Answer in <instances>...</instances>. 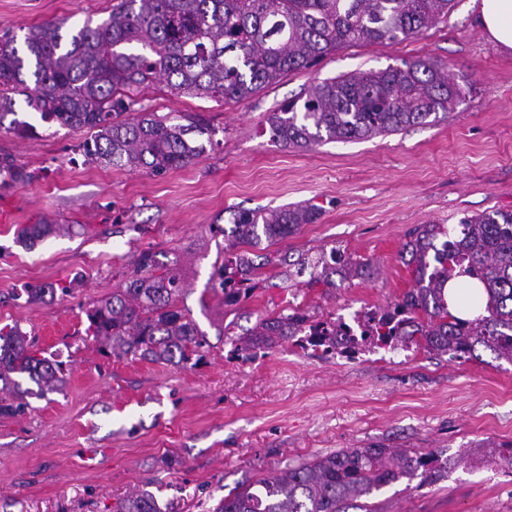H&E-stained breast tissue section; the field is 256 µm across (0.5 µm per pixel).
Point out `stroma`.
Listing matches in <instances>:
<instances>
[{"instance_id": "35a3bbf8", "label": "stroma", "mask_w": 512, "mask_h": 512, "mask_svg": "<svg viewBox=\"0 0 512 512\" xmlns=\"http://www.w3.org/2000/svg\"><path fill=\"white\" fill-rule=\"evenodd\" d=\"M112 0H0V34L101 22ZM417 58L445 65L465 95L450 117L396 134L309 148L274 142L265 118L314 83ZM131 112L203 115L214 130L205 153L153 173L86 163L85 128L43 122L17 97L34 131L0 128V158L25 172L0 173V325L18 324L38 355L61 361L62 390L31 410L0 416V512H113L148 490L177 512H213L246 480L346 448L385 443L454 454L481 441L512 443V364L438 358L424 351H367L322 358L285 342L252 359L231 357L229 336L300 306L315 318L352 320L387 307L413 285L399 259L417 224L512 211V52L492 41L470 0L446 20L395 45L366 43L329 54L242 100L179 94L165 83L131 90ZM319 208L269 251L248 298L215 296L214 263L240 209ZM61 225L26 249V224ZM340 250L369 261L374 279L308 285L290 264ZM177 261L176 304L208 341L195 367L103 352L87 336L86 310L137 275L140 252ZM72 282L70 293L27 303L30 285ZM376 512H512V468L457 469L432 486L396 483L373 492Z\"/></svg>"}]
</instances>
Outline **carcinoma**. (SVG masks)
Instances as JSON below:
<instances>
[{
    "label": "carcinoma",
    "instance_id": "carcinoma-1",
    "mask_svg": "<svg viewBox=\"0 0 512 512\" xmlns=\"http://www.w3.org/2000/svg\"><path fill=\"white\" fill-rule=\"evenodd\" d=\"M453 6L454 0H117L108 18L68 35L55 23L34 26L21 39L0 35V127L16 114L14 96L22 95L43 121L89 129L82 148L93 163L155 172L180 168L205 153L202 137L212 136L210 124L199 115L154 112L127 119L124 92L164 81L194 97L241 100L345 47L412 38L447 18ZM463 96L442 65L416 59L316 83L305 99L269 113L266 123L273 141L307 148L395 134L448 112ZM319 216L308 206L268 216L242 209L231 231L211 225L227 238L217 269L224 304L248 297L260 270L278 262L269 253L257 262L237 247L272 244ZM54 230L53 224H27L18 239L33 243ZM400 258L412 268L413 286L388 308L358 315L362 335L351 334L340 317L315 320L297 307L231 338L233 351L251 356L290 342L323 357L352 359L366 350L415 346L465 361H479L488 351L512 364V213L493 209L463 217L452 230L418 224L408 231ZM334 261L336 250L321 254L307 285L330 286L336 274L343 280L374 275L368 262L336 267ZM136 265L140 276L86 311L87 335L118 357L175 366L202 360L208 341L175 305L184 290L178 267L154 274L159 263L149 251ZM462 275L485 292L483 300L463 298L478 312L472 318L457 316L448 304V282ZM58 289L67 293L71 285ZM58 289L27 288V301L40 302ZM61 374L62 363L37 356L18 325L0 327V383L10 390V397H0L1 416L24 414L31 408L27 398L59 390ZM22 378L37 390L22 388ZM497 461L511 466L512 446L505 454L477 444L447 456L370 443L245 483L224 496L216 512H348L353 502L388 485L415 479L420 487L431 485L461 466ZM115 512L173 510L143 491L119 501Z\"/></svg>",
    "mask_w": 512,
    "mask_h": 512
}]
</instances>
